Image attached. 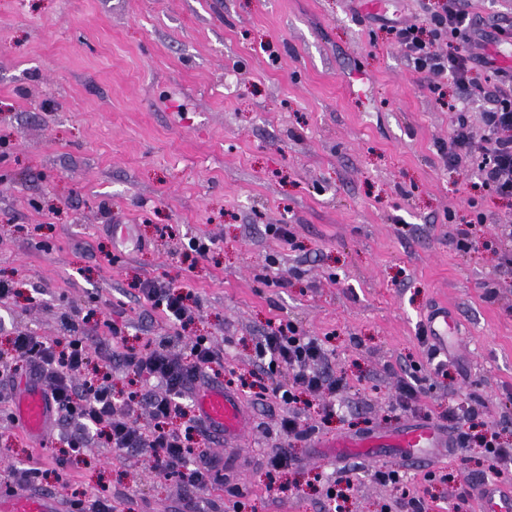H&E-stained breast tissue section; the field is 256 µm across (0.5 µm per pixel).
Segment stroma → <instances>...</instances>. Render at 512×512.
<instances>
[{
    "label": "stroma",
    "instance_id": "obj_1",
    "mask_svg": "<svg viewBox=\"0 0 512 512\" xmlns=\"http://www.w3.org/2000/svg\"><path fill=\"white\" fill-rule=\"evenodd\" d=\"M422 16V0H0V279L17 290L0 304V346L15 328L63 335L72 308L106 357L107 315L129 346L171 336L133 288L171 281L198 302L188 333L214 340L218 380L252 416L236 454L199 437L190 462H220L208 489L157 474L149 449L100 443L68 468L80 489L108 488L115 512H230L236 489L248 512H333L325 488L348 472L346 512H410L370 478L373 461L311 446L403 425L394 395L410 373L425 392L419 419L469 404L512 448V279L497 272L512 201L478 188L476 164L453 170L438 152L458 92H432L380 26ZM477 211V244L459 251L455 228ZM194 238L211 240L207 255L190 252ZM441 311L459 339L436 353L419 332ZM280 319L322 339L348 382L336 417L309 413L303 439H282L283 408L233 380ZM73 430L53 426L41 448L0 420V490L28 460L52 467ZM282 444L296 464L274 489L266 461ZM383 465L445 512H476L480 481L512 488V471L493 476L474 448L435 464L428 485L423 469Z\"/></svg>",
    "mask_w": 512,
    "mask_h": 512
}]
</instances>
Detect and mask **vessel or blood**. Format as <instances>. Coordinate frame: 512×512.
I'll return each instance as SVG.
<instances>
[{"label":"vessel or blood","mask_w":512,"mask_h":512,"mask_svg":"<svg viewBox=\"0 0 512 512\" xmlns=\"http://www.w3.org/2000/svg\"><path fill=\"white\" fill-rule=\"evenodd\" d=\"M196 412L201 420L222 435L225 441H238L249 431L251 419L238 397L223 386L210 384L196 393ZM18 423L34 439H41L54 415L47 392L29 382H21L15 398ZM325 447L339 458L383 460L385 448H393L403 460L437 459L451 455L453 443L443 427L428 421H414L397 431L382 435L376 432L362 437H339L325 440ZM479 512H512V490L485 481L476 486ZM0 512H61L53 495L23 489L0 492Z\"/></svg>","instance_id":"1"}]
</instances>
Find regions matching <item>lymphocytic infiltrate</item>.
Listing matches in <instances>:
<instances>
[{
	"mask_svg": "<svg viewBox=\"0 0 512 512\" xmlns=\"http://www.w3.org/2000/svg\"><path fill=\"white\" fill-rule=\"evenodd\" d=\"M479 20L466 10L463 0H440L423 24H394L388 31L401 49L409 66L427 74L432 88L445 80L462 92L475 86V71L480 63L469 50ZM492 91L486 92L487 104L481 113L488 132L483 158L478 167L481 186L503 199H512V69L495 72ZM144 300L161 310L173 326L188 327L199 310L183 287L171 282L145 280L137 285ZM7 363L0 365V375L10 376L16 369L28 367L40 371L45 389L51 395L60 422L76 425V432L64 437L56 464L67 468L82 460L94 437L104 438L118 451L147 448L153 469L167 477L174 476L186 487L207 488L213 478L210 467L188 462L191 441L202 422L190 415L180 397L199 374L212 371L221 357L208 336H193L184 345L182 356H172L169 338L126 350L119 355L135 380L161 382L165 391L157 395H129L127 404H118L112 388V370L94 364L95 348L88 337L72 333L52 340L26 330H15L9 339ZM257 365L267 377L266 393L286 408L281 429L286 436L306 437L301 426L307 407L318 405L324 416L335 415L334 400L344 388L343 376L322 370L328 351L323 342L303 334L292 321L271 324L255 345ZM144 404L152 425L139 427L133 409Z\"/></svg>",
	"mask_w": 512,
	"mask_h": 512,
	"instance_id": "f902f5d3",
	"label": "lymphocytic infiltrate"
}]
</instances>
